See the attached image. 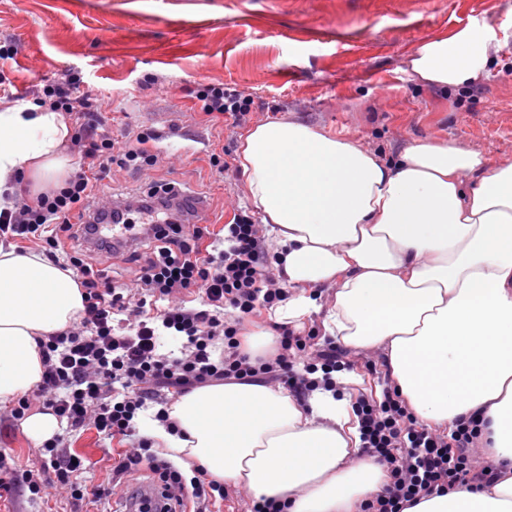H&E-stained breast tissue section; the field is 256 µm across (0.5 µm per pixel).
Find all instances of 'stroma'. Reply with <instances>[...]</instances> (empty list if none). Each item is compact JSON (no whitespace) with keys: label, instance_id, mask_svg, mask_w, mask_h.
Returning a JSON list of instances; mask_svg holds the SVG:
<instances>
[{"label":"stroma","instance_id":"stroma-1","mask_svg":"<svg viewBox=\"0 0 512 512\" xmlns=\"http://www.w3.org/2000/svg\"><path fill=\"white\" fill-rule=\"evenodd\" d=\"M487 25L500 42L479 89L442 91L417 83L404 60L423 40ZM18 52L0 60L16 96L64 71L81 78L114 136L146 129L175 149L157 168L113 166L102 195L129 202L159 180L202 193L212 220L250 209L238 165L240 138L258 123L291 119L356 141L388 160L414 140L448 138L512 158V0H0V38ZM250 95L240 124L206 126L195 106L201 83ZM229 163L215 174L210 153ZM91 484L112 478L115 441L95 430L65 435ZM0 455L14 475L38 471L39 444L0 408ZM108 499L73 507L64 490L37 498L0 491V512H120Z\"/></svg>","mask_w":512,"mask_h":512}]
</instances>
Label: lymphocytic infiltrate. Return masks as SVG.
<instances>
[{"instance_id": "f902f5d3", "label": "lymphocytic infiltrate", "mask_w": 512, "mask_h": 512, "mask_svg": "<svg viewBox=\"0 0 512 512\" xmlns=\"http://www.w3.org/2000/svg\"><path fill=\"white\" fill-rule=\"evenodd\" d=\"M39 106L75 119L73 172L61 187L36 197L21 196L15 209L0 211V236L44 243L47 260L66 258L83 295L84 309L67 329L43 336L39 351L41 379L32 396L11 410L23 419L40 402L68 427L86 424L123 448L112 468L117 477L143 470L157 474L160 497L142 499V512H173L184 499L223 492V484L194 467L192 476L158 463L150 440L139 434L135 418L148 404H158L161 390L179 396L228 379L269 375L302 398L317 384H331L333 371L344 369L346 350L328 343L317 347L308 337L279 325L280 340L268 355L255 357L244 346L247 324L287 300L288 288L276 277L263 248L260 226L245 212L234 213L222 237L208 225L194 223L201 202L194 192L168 185L110 211L94 199L112 164L136 170L163 160L151 132L118 140L101 120V106L71 74L45 80L32 93ZM203 121H240L252 108L250 96L220 83L200 84L196 92ZM171 225L170 233L148 234L140 253L131 254L130 284L112 282L105 264L120 246L96 236L100 224L132 227L135 217ZM197 290L199 307H186L180 294ZM183 337L179 355L164 357L162 337ZM322 380H314L315 372ZM362 452L383 467V491L362 503L359 512H404L435 493L460 487L490 488L499 471L478 462L481 422L471 415L443 434L417 421L395 387L358 392L353 402ZM56 437L43 445L44 468L52 470L71 500L111 497V485L88 486L84 463L74 461Z\"/></svg>"}]
</instances>
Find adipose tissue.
Returning a JSON list of instances; mask_svg holds the SVG:
<instances>
[{"label":"adipose tissue","instance_id":"1","mask_svg":"<svg viewBox=\"0 0 512 512\" xmlns=\"http://www.w3.org/2000/svg\"><path fill=\"white\" fill-rule=\"evenodd\" d=\"M497 47L489 28L465 27L426 39L405 64L420 84L459 89L488 77ZM70 134L64 113L0 105V209L18 182L39 194L66 179ZM238 160L291 290L276 321L317 314L326 335L381 353L425 425L484 422L498 483L434 494L407 512H512V159L433 140L386 161L288 119L246 132ZM319 286L332 290L330 304ZM82 310L71 272L0 244V406L40 381L39 338ZM333 377L337 390L302 402L259 379L199 387L170 408L175 431L155 421L150 434L284 512H356L381 489L383 469L359 448L353 375Z\"/></svg>","mask_w":512,"mask_h":512}]
</instances>
